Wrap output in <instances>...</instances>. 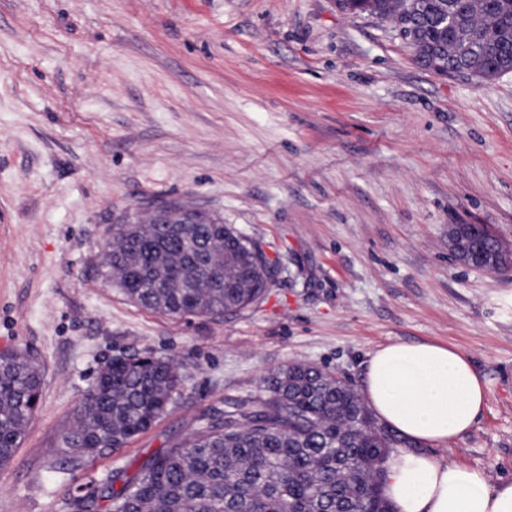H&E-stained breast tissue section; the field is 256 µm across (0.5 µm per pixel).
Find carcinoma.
Here are the masks:
<instances>
[{
  "mask_svg": "<svg viewBox=\"0 0 512 512\" xmlns=\"http://www.w3.org/2000/svg\"><path fill=\"white\" fill-rule=\"evenodd\" d=\"M392 27L414 22L412 42L436 70L463 67L479 81L512 72V0H339ZM201 224L127 223L99 244L106 282L151 312L182 318L238 313L274 283L256 243L204 210ZM485 224H460L461 247L490 263ZM182 378L174 359L144 355L102 366L61 437L80 468L125 447L167 413ZM44 371L32 357L0 355V467L34 419ZM264 395L215 409L179 443L76 488L78 512H394L381 475L409 443L379 423L356 386L331 371L290 363L262 379Z\"/></svg>",
  "mask_w": 512,
  "mask_h": 512,
  "instance_id": "obj_1",
  "label": "carcinoma"
}]
</instances>
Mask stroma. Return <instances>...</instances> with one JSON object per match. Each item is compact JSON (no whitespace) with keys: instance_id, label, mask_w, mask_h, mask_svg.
<instances>
[{"instance_id":"obj_1","label":"stroma","mask_w":512,"mask_h":512,"mask_svg":"<svg viewBox=\"0 0 512 512\" xmlns=\"http://www.w3.org/2000/svg\"><path fill=\"white\" fill-rule=\"evenodd\" d=\"M162 199L258 243L277 269L266 297L179 319L107 285L110 225ZM452 224L512 243V72L437 75L338 0H0V353L45 371L0 512H72L76 487L258 397L269 371L300 361L359 385L394 342L471 358L485 406L427 452L512 480V271L459 262ZM147 354L180 363V396L68 469L58 439L100 367Z\"/></svg>"}]
</instances>
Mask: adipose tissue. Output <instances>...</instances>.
Returning <instances> with one entry per match:
<instances>
[{"mask_svg":"<svg viewBox=\"0 0 512 512\" xmlns=\"http://www.w3.org/2000/svg\"><path fill=\"white\" fill-rule=\"evenodd\" d=\"M362 395L410 442L382 478L395 512H512V481L491 488L477 472L419 450L470 430L486 403L484 381L466 355L428 342L389 344L370 354Z\"/></svg>","mask_w":512,"mask_h":512,"instance_id":"obj_1","label":"adipose tissue"}]
</instances>
